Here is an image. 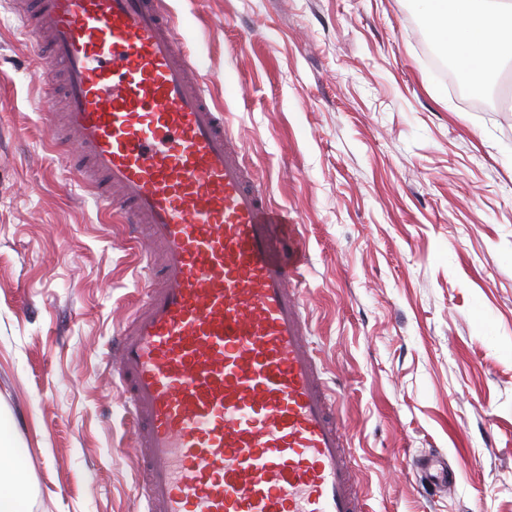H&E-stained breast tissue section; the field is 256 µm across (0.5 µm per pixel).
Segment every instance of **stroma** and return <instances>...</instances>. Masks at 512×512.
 <instances>
[{"label": "stroma", "mask_w": 512, "mask_h": 512, "mask_svg": "<svg viewBox=\"0 0 512 512\" xmlns=\"http://www.w3.org/2000/svg\"><path fill=\"white\" fill-rule=\"evenodd\" d=\"M244 161L305 237L299 283L368 512H512V101L473 112L414 0H167ZM0 0V423L31 512H137L106 371L136 248L45 133L60 88ZM447 458L452 492L418 461ZM420 473V480L424 487L430 491H438L440 489L451 490L450 484L446 480L445 467L438 460H431L421 467L416 466Z\"/></svg>", "instance_id": "obj_1"}]
</instances>
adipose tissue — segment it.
<instances>
[{"label":"adipose tissue","mask_w":512,"mask_h":512,"mask_svg":"<svg viewBox=\"0 0 512 512\" xmlns=\"http://www.w3.org/2000/svg\"><path fill=\"white\" fill-rule=\"evenodd\" d=\"M440 49H449L461 78L476 90L512 61V8L492 0H417Z\"/></svg>","instance_id":"1"}]
</instances>
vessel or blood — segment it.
I'll return each instance as SVG.
<instances>
[{
    "label": "vessel or blood",
    "mask_w": 512,
    "mask_h": 512,
    "mask_svg": "<svg viewBox=\"0 0 512 512\" xmlns=\"http://www.w3.org/2000/svg\"><path fill=\"white\" fill-rule=\"evenodd\" d=\"M63 69L55 151L145 262L109 347L144 512H363L295 284L294 224L236 154L167 0H9ZM447 488L440 461L419 469Z\"/></svg>",
    "instance_id": "1"
}]
</instances>
